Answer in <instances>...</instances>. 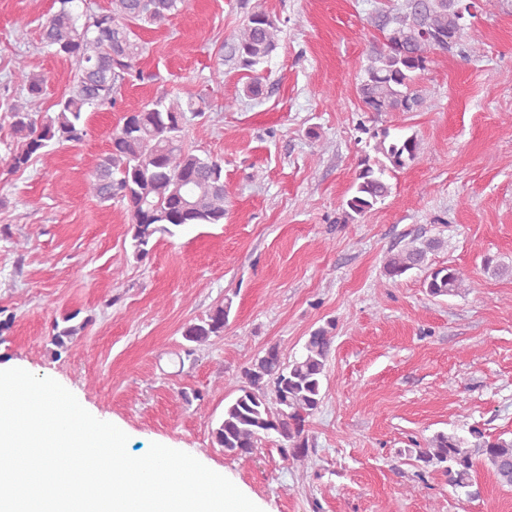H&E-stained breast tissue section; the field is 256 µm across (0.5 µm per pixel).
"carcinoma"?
Here are the masks:
<instances>
[{
	"instance_id": "obj_1",
	"label": "carcinoma",
	"mask_w": 512,
	"mask_h": 512,
	"mask_svg": "<svg viewBox=\"0 0 512 512\" xmlns=\"http://www.w3.org/2000/svg\"><path fill=\"white\" fill-rule=\"evenodd\" d=\"M58 9L43 26L42 43L68 59L74 79L52 105L37 110L45 80L27 70L19 59L13 82L22 95L4 101L11 119L13 144L6 159L8 172L24 170L52 144L78 142L86 134L89 108L115 107L122 88L141 78L138 62L149 52L140 32L159 27L181 14L188 0H110L102 11L75 12L76 0H56ZM479 0H388L368 16L382 43L372 47L362 67L358 94L365 112H417L426 99L417 86L432 62L431 55L454 48L461 55L476 52L481 43L473 18ZM280 27L268 13L257 10L231 38L224 40V61L248 75L246 92L262 94L261 72L278 47ZM204 115L196 94L187 89L174 99L160 95L138 110L122 114L111 134V146L90 174L100 202L122 204L129 218L128 233L137 258L150 253L156 235L201 224L224 223V167L187 141L192 121ZM375 143L364 152L344 206L347 219L363 217L391 194L389 177L422 153L415 134H391L387 128L371 135ZM441 240L418 238L386 257L381 274L395 282L413 270L426 273L423 286L433 298L456 295L466 273L454 265L434 267L428 254ZM230 304H218L182 333L198 346L224 337ZM335 324L309 331L302 352L283 357L270 345L242 368L237 395L224 404V414L211 430V442L230 457L253 453L274 432L281 451L303 458L312 449L305 430L324 400L326 366L334 343ZM419 467L441 470L448 485L469 498L480 495L474 479L479 466L503 486H512V437L492 436L478 426L467 433H435L424 446L410 448Z\"/></svg>"
}]
</instances>
